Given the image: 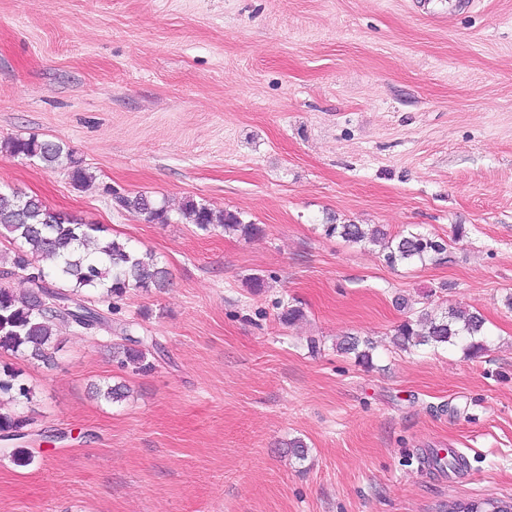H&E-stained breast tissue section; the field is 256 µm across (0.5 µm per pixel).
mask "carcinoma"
<instances>
[{"mask_svg": "<svg viewBox=\"0 0 512 512\" xmlns=\"http://www.w3.org/2000/svg\"><path fill=\"white\" fill-rule=\"evenodd\" d=\"M13 157L36 158L45 168L67 170L71 182L82 186L91 179L84 162L64 145L35 137H15L5 145ZM115 205L140 216L145 222L166 224L168 206L146 194H112ZM180 215L197 228L215 227L233 231L243 239L259 236L262 229L244 221L231 210H214L204 203L187 200ZM325 235L364 245L380 243L388 265L425 264L443 258L448 242L441 238L409 232L391 236L384 230L364 224L323 225ZM0 235L8 237L15 252L0 268V353L20 355L48 362L52 358L57 327H81L94 330L109 323L108 315L117 310L116 302L132 288L162 289L169 284V271L155 254L141 252L127 242L104 235L98 224H82L47 208L38 198L14 189H0ZM28 269V291L18 296L1 284L8 275ZM484 318L473 312L451 307L437 314L421 311L395 329L394 341L402 349L427 345L433 348L462 344L466 354L476 357L486 350ZM133 324L120 328L121 342L114 344L113 361L122 369L147 372L153 368L148 359L156 343L132 334ZM339 350L354 355L365 367L373 366L375 346L368 338L348 336ZM123 385L100 388L97 394L108 402L127 397ZM33 390L21 370L0 364V432L3 439L29 435L32 421L14 406L29 403ZM464 459L454 453L439 455L434 450L430 464L443 471L455 469ZM441 512H512V499L450 500Z\"/></svg>", "mask_w": 512, "mask_h": 512, "instance_id": "1", "label": "carcinoma"}]
</instances>
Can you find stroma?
I'll use <instances>...</instances> for the list:
<instances>
[{
    "mask_svg": "<svg viewBox=\"0 0 512 512\" xmlns=\"http://www.w3.org/2000/svg\"><path fill=\"white\" fill-rule=\"evenodd\" d=\"M18 136L63 143L92 182L10 156ZM1 186L153 252L171 281L127 293L111 330L59 327L51 364L18 361L35 460L0 456V512L512 497V0H0ZM116 192L262 233L148 224ZM331 216L440 236L447 259L388 266L325 236ZM287 302L303 321L280 322ZM451 305L484 315L486 352L395 347L404 319ZM128 322L158 344L148 373L112 360ZM346 336L375 341L373 368ZM104 383L129 398H96ZM436 448L464 471L422 467ZM180 215L200 230L208 231L221 227L225 232L233 231L245 240L253 239L262 232L257 224L245 222L237 212L227 209L214 210L204 203H197L191 199L182 205Z\"/></svg>",
    "mask_w": 512,
    "mask_h": 512,
    "instance_id": "stroma-1",
    "label": "stroma"
}]
</instances>
